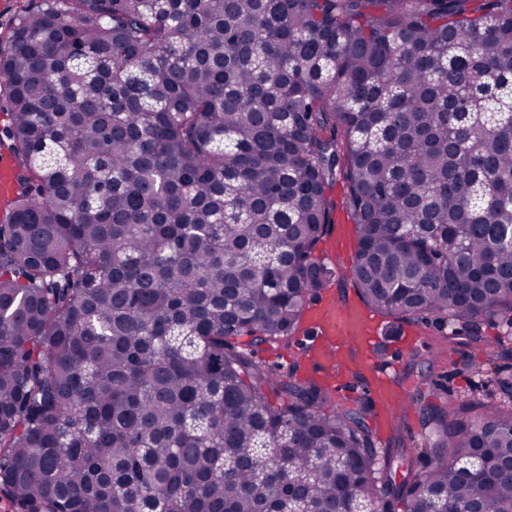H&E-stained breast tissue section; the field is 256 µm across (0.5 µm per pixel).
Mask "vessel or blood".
Wrapping results in <instances>:
<instances>
[{
  "instance_id": "vessel-or-blood-1",
  "label": "vessel or blood",
  "mask_w": 512,
  "mask_h": 512,
  "mask_svg": "<svg viewBox=\"0 0 512 512\" xmlns=\"http://www.w3.org/2000/svg\"><path fill=\"white\" fill-rule=\"evenodd\" d=\"M313 329L312 342L299 349V357L310 368L332 375L357 370L364 378L366 391L381 406L377 416L379 428H391L393 412L404 402L405 395L394 368L384 369L375 362L379 338L370 334L363 312L333 298L324 300Z\"/></svg>"
}]
</instances>
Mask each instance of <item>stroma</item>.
I'll return each instance as SVG.
<instances>
[{
	"instance_id": "1",
	"label": "stroma",
	"mask_w": 512,
	"mask_h": 512,
	"mask_svg": "<svg viewBox=\"0 0 512 512\" xmlns=\"http://www.w3.org/2000/svg\"><path fill=\"white\" fill-rule=\"evenodd\" d=\"M345 183L339 182L332 189L336 203L334 224L330 231L333 238L342 240L343 248L336 254L319 251L318 257L334 268L336 277L331 284L337 298L358 303L359 297L352 286L351 266L358 248L353 223L344 207ZM383 342L375 353L378 364H396L400 382L407 384L410 395H417V371L428 368L434 380L433 400L436 403H455L463 395H472L486 404L499 401L502 381H512V348L480 373H466L461 369L463 360L474 357L475 347L470 340L462 339L449 344L447 329L435 324H416L414 337H405L403 329L388 331L387 319L375 315Z\"/></svg>"
}]
</instances>
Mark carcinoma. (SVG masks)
Masks as SVG:
<instances>
[{
    "instance_id": "carcinoma-1",
    "label": "carcinoma",
    "mask_w": 512,
    "mask_h": 512,
    "mask_svg": "<svg viewBox=\"0 0 512 512\" xmlns=\"http://www.w3.org/2000/svg\"><path fill=\"white\" fill-rule=\"evenodd\" d=\"M0 489L30 512H512V383L373 404L265 367L335 277L450 335L512 327V0H41L0 46ZM478 344L483 360L500 352ZM278 396L273 403L268 393Z\"/></svg>"
}]
</instances>
